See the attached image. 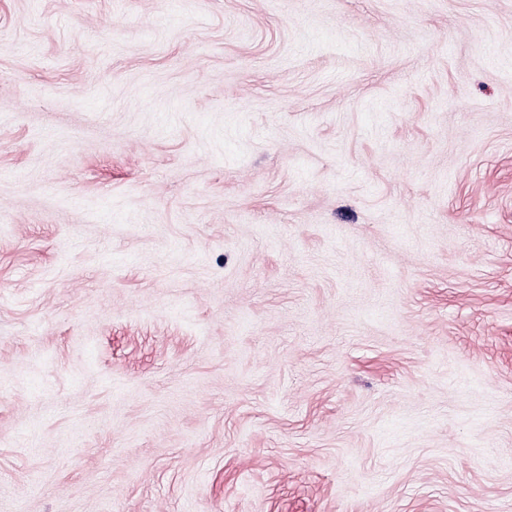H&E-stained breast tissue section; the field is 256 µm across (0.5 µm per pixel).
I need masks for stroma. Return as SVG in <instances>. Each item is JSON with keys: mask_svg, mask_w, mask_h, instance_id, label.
<instances>
[{"mask_svg": "<svg viewBox=\"0 0 512 512\" xmlns=\"http://www.w3.org/2000/svg\"><path fill=\"white\" fill-rule=\"evenodd\" d=\"M0 512H512V0H0Z\"/></svg>", "mask_w": 512, "mask_h": 512, "instance_id": "1", "label": "stroma"}]
</instances>
